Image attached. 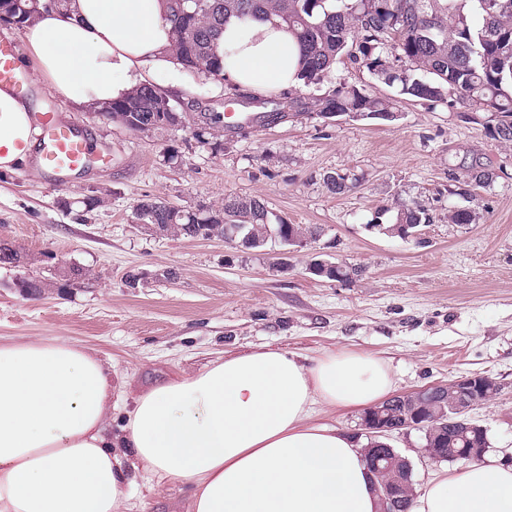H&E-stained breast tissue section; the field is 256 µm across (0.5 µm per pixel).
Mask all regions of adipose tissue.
<instances>
[{
    "label": "adipose tissue",
    "instance_id": "adipose-tissue-1",
    "mask_svg": "<svg viewBox=\"0 0 512 512\" xmlns=\"http://www.w3.org/2000/svg\"><path fill=\"white\" fill-rule=\"evenodd\" d=\"M166 11V0H69L26 27L18 65L67 101L109 104L142 68H173ZM218 48L225 78L254 95L299 82L296 41L277 18L229 19ZM37 152L28 103L0 88V170ZM125 384L68 341L0 343V512H131L129 454L150 487L191 484V512H379L361 443L311 415L382 401L393 389L384 361L231 356L144 392L116 426L112 391ZM412 512H512V463L497 453L444 469Z\"/></svg>",
    "mask_w": 512,
    "mask_h": 512
}]
</instances>
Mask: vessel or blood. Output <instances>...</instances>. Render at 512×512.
I'll list each match as a JSON object with an SVG mask.
<instances>
[{
  "label": "vessel or blood",
  "mask_w": 512,
  "mask_h": 512,
  "mask_svg": "<svg viewBox=\"0 0 512 512\" xmlns=\"http://www.w3.org/2000/svg\"><path fill=\"white\" fill-rule=\"evenodd\" d=\"M17 42L0 40V87H8L19 96L30 91L27 77L18 72L14 60L18 55ZM39 164L58 179L85 168L91 159L88 139L73 125L53 115H43L40 120Z\"/></svg>",
  "instance_id": "b4317fda"
}]
</instances>
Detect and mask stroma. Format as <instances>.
<instances>
[{
  "mask_svg": "<svg viewBox=\"0 0 512 512\" xmlns=\"http://www.w3.org/2000/svg\"><path fill=\"white\" fill-rule=\"evenodd\" d=\"M154 85L183 102L232 112L228 85L179 68ZM393 98L398 120L288 116L272 125L224 133L212 150L190 129L136 133L65 102L43 80L29 103L85 129L95 156L60 186L30 164L0 172V240L18 249L19 265L0 264V343L62 339L89 349L126 377L121 400L260 349L316 359L347 349L384 360L396 394H409L468 374L496 379L501 391L478 407L492 447L512 449V144L486 138L467 122L462 104L429 105L398 96L366 68L341 60L318 89L276 92L279 101L338 85ZM493 180L477 188L475 221L452 224L448 175L471 159ZM329 172L355 178L336 194ZM103 203L88 208V196ZM228 197H258L273 217L322 228L303 248L269 245L240 251L218 238L163 237L134 224L147 198L197 208ZM426 203L433 222L418 238L370 230L389 224L393 199ZM362 268L333 281L306 270L312 257ZM287 258L289 268H276ZM87 270L85 280L21 295L17 276L40 278L50 267ZM137 275L129 285V275ZM389 444L413 465L423 490L437 464L423 456L418 432L392 433ZM135 512H188L179 483L131 489Z\"/></svg>",
  "mask_w": 512,
  "mask_h": 512,
  "instance_id": "35a3bbf8",
  "label": "stroma"
}]
</instances>
